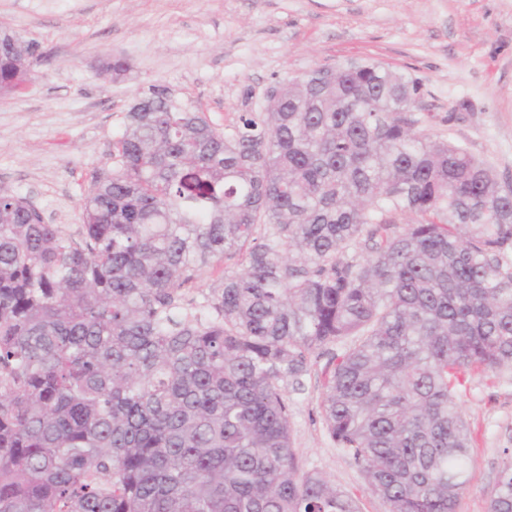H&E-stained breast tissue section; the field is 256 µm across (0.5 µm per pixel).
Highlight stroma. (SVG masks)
<instances>
[{
	"instance_id": "stroma-1",
	"label": "stroma",
	"mask_w": 512,
	"mask_h": 512,
	"mask_svg": "<svg viewBox=\"0 0 512 512\" xmlns=\"http://www.w3.org/2000/svg\"><path fill=\"white\" fill-rule=\"evenodd\" d=\"M1 24L41 57L19 93L0 96V192L71 230L151 86L227 130L262 110L271 86L320 66L378 62L416 80L419 131L512 183V0H0ZM118 58L129 68L115 77L106 66ZM330 372L319 355L304 393L285 392L297 463L353 493L360 512H386L328 433ZM458 404L471 440L456 512H488L512 457V370L472 372Z\"/></svg>"
}]
</instances>
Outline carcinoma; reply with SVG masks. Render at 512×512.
<instances>
[{
    "mask_svg": "<svg viewBox=\"0 0 512 512\" xmlns=\"http://www.w3.org/2000/svg\"><path fill=\"white\" fill-rule=\"evenodd\" d=\"M30 54L0 35V95ZM419 93L339 66L220 131L153 86L76 230L0 193V512H360L299 470L285 396L350 336L331 438L387 512H456V393L512 368V190L416 131ZM488 512H512V459Z\"/></svg>",
    "mask_w": 512,
    "mask_h": 512,
    "instance_id": "obj_1",
    "label": "carcinoma"
}]
</instances>
